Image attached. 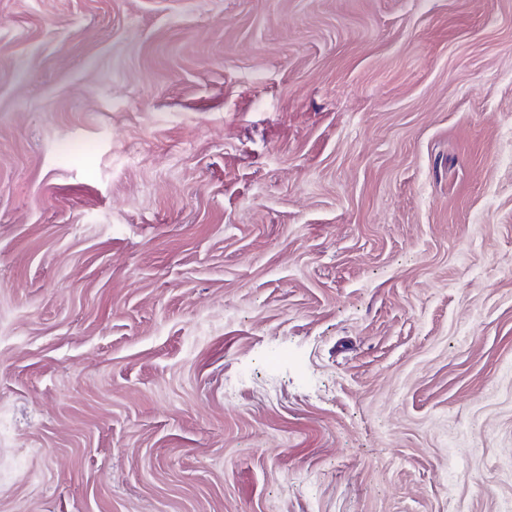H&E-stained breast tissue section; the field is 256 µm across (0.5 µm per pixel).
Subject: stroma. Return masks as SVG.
I'll return each mask as SVG.
<instances>
[{"label":"stroma","mask_w":512,"mask_h":512,"mask_svg":"<svg viewBox=\"0 0 512 512\" xmlns=\"http://www.w3.org/2000/svg\"><path fill=\"white\" fill-rule=\"evenodd\" d=\"M0 512H512V0H0Z\"/></svg>","instance_id":"35a3bbf8"}]
</instances>
